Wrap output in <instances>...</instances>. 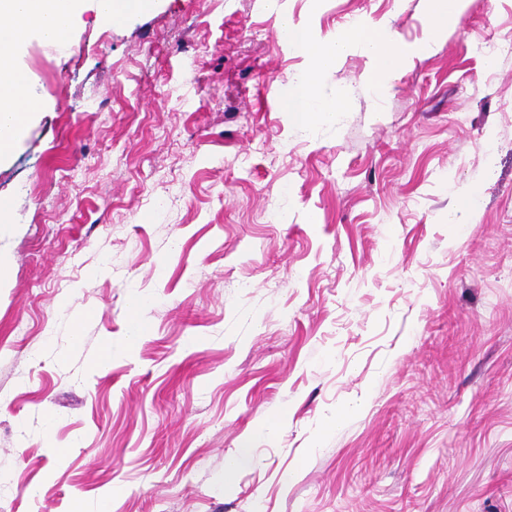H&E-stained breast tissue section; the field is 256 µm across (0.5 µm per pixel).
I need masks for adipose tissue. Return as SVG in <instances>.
Instances as JSON below:
<instances>
[{"label": "adipose tissue", "instance_id": "adipose-tissue-1", "mask_svg": "<svg viewBox=\"0 0 512 512\" xmlns=\"http://www.w3.org/2000/svg\"><path fill=\"white\" fill-rule=\"evenodd\" d=\"M153 6L154 0H0V155L9 153L25 135L29 118L39 106L33 94L37 77L22 68L16 56L30 36L60 46L67 43L74 22L85 9H92L100 21L112 25L128 22ZM277 34L306 63L294 80L293 93L283 102L284 110L304 127L320 117L335 118L342 111L343 98H320L317 82L343 56L358 50L374 61L376 72L367 84L376 93L385 89L388 78L407 61L402 44L361 21L318 41L282 11L278 14Z\"/></svg>", "mask_w": 512, "mask_h": 512}]
</instances>
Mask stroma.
<instances>
[{
  "label": "stroma",
  "mask_w": 512,
  "mask_h": 512,
  "mask_svg": "<svg viewBox=\"0 0 512 512\" xmlns=\"http://www.w3.org/2000/svg\"><path fill=\"white\" fill-rule=\"evenodd\" d=\"M280 3L408 63L376 97L348 54L319 85L345 109L304 129L265 0L88 11L64 50H20L39 107L0 159V512H512V0H468L423 55L426 0Z\"/></svg>",
  "instance_id": "35a3bbf8"
}]
</instances>
